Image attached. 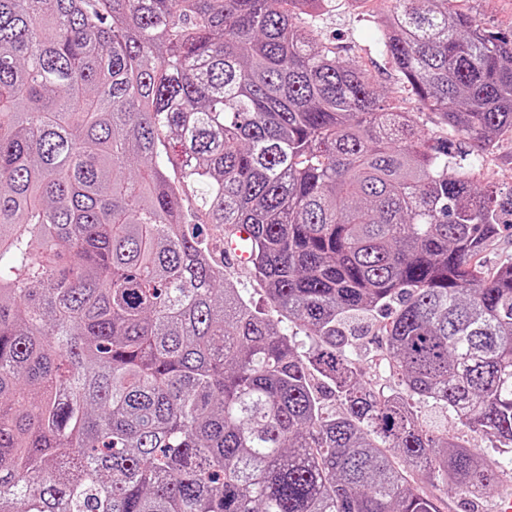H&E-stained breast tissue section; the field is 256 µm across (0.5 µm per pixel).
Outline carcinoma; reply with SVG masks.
<instances>
[{
    "label": "carcinoma",
    "instance_id": "carcinoma-1",
    "mask_svg": "<svg viewBox=\"0 0 512 512\" xmlns=\"http://www.w3.org/2000/svg\"><path fill=\"white\" fill-rule=\"evenodd\" d=\"M392 4L403 84L495 147L512 38ZM331 7L0 0V512H441L423 486L501 487L512 262L475 257L512 192L385 111L310 29ZM241 225L270 312L224 276ZM379 314L382 392L350 342ZM428 422L436 426L444 425L445 427L448 428V435L458 437L460 440L464 441L470 446L476 448H484L492 456H499L497 450L494 448H490V444L487 441L481 439L480 437L474 434L467 432L464 428H462L459 424L456 423L453 416H451L449 413L446 414L445 412L441 411H437L436 413L433 412L432 418Z\"/></svg>",
    "mask_w": 512,
    "mask_h": 512
}]
</instances>
